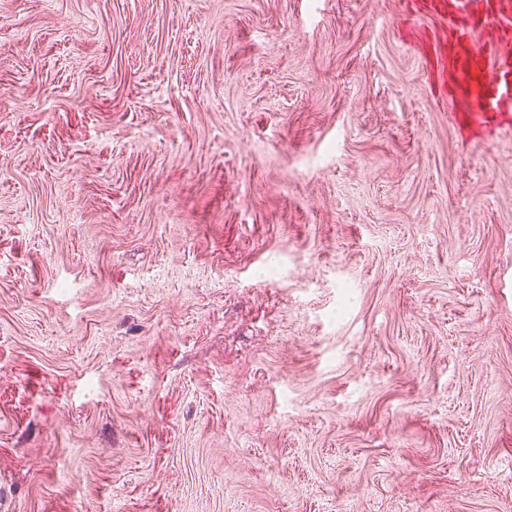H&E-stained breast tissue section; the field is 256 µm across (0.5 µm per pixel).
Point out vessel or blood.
Here are the masks:
<instances>
[{"instance_id":"obj_1","label":"vessel or blood","mask_w":512,"mask_h":512,"mask_svg":"<svg viewBox=\"0 0 512 512\" xmlns=\"http://www.w3.org/2000/svg\"><path fill=\"white\" fill-rule=\"evenodd\" d=\"M430 20L418 41L435 97L460 104L454 122L473 141L512 134V0H407Z\"/></svg>"}]
</instances>
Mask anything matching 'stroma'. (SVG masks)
<instances>
[{
	"label": "stroma",
	"mask_w": 512,
	"mask_h": 512,
	"mask_svg": "<svg viewBox=\"0 0 512 512\" xmlns=\"http://www.w3.org/2000/svg\"><path fill=\"white\" fill-rule=\"evenodd\" d=\"M404 0H0V512H512V135Z\"/></svg>",
	"instance_id": "obj_1"
}]
</instances>
